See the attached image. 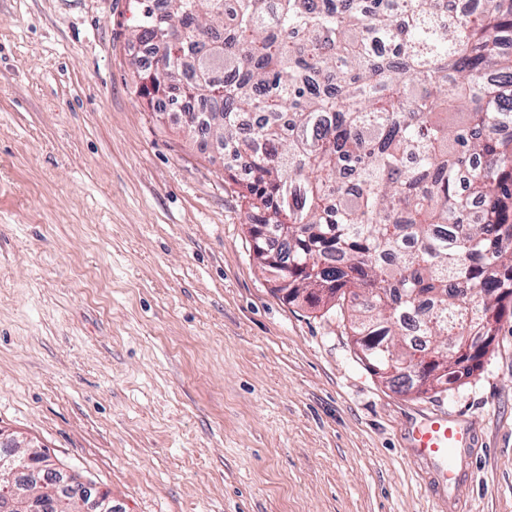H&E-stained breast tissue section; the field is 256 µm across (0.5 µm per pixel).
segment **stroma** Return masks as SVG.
Listing matches in <instances>:
<instances>
[{"mask_svg": "<svg viewBox=\"0 0 512 512\" xmlns=\"http://www.w3.org/2000/svg\"><path fill=\"white\" fill-rule=\"evenodd\" d=\"M132 0H0V437L115 512H512V314L467 383L394 391L277 292L224 153L137 93ZM469 421L439 501L405 412Z\"/></svg>", "mask_w": 512, "mask_h": 512, "instance_id": "35a3bbf8", "label": "stroma"}]
</instances>
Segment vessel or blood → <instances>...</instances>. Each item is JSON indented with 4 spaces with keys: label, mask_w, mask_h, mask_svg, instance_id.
Returning <instances> with one entry per match:
<instances>
[{
    "label": "vessel or blood",
    "mask_w": 512,
    "mask_h": 512,
    "mask_svg": "<svg viewBox=\"0 0 512 512\" xmlns=\"http://www.w3.org/2000/svg\"><path fill=\"white\" fill-rule=\"evenodd\" d=\"M408 441L412 457L427 464L439 490L460 486L462 472L456 459L463 449L473 447L471 425L460 422L447 412H414L408 421Z\"/></svg>",
    "instance_id": "1"
}]
</instances>
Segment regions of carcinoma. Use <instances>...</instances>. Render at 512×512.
<instances>
[{
	"instance_id": "carcinoma-1",
	"label": "carcinoma",
	"mask_w": 512,
	"mask_h": 512,
	"mask_svg": "<svg viewBox=\"0 0 512 512\" xmlns=\"http://www.w3.org/2000/svg\"><path fill=\"white\" fill-rule=\"evenodd\" d=\"M138 93L183 101L231 149L253 247L290 302L347 307L353 341L409 394L406 359L494 336L512 303V0H133ZM261 115L246 129L241 117ZM246 157L240 174L235 158ZM480 213H471L472 202ZM264 228L256 238L257 226ZM477 365L448 363V387ZM41 512H72L54 486Z\"/></svg>"
}]
</instances>
